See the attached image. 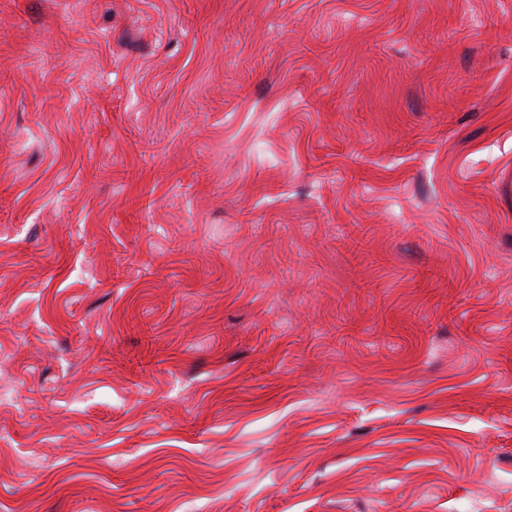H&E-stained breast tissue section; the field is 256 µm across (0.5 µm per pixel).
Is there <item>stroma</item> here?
I'll return each instance as SVG.
<instances>
[{"mask_svg": "<svg viewBox=\"0 0 512 512\" xmlns=\"http://www.w3.org/2000/svg\"><path fill=\"white\" fill-rule=\"evenodd\" d=\"M0 512H512V0H0Z\"/></svg>", "mask_w": 512, "mask_h": 512, "instance_id": "1", "label": "stroma"}]
</instances>
